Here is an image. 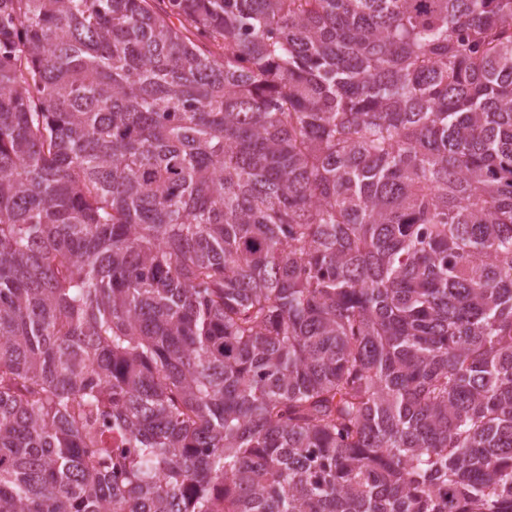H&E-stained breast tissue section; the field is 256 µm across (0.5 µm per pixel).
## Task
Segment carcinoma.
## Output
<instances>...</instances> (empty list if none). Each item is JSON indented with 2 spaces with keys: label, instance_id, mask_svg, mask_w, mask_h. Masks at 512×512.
Masks as SVG:
<instances>
[{
  "label": "carcinoma",
  "instance_id": "obj_1",
  "mask_svg": "<svg viewBox=\"0 0 512 512\" xmlns=\"http://www.w3.org/2000/svg\"><path fill=\"white\" fill-rule=\"evenodd\" d=\"M0 512H512V0H0Z\"/></svg>",
  "mask_w": 512,
  "mask_h": 512
}]
</instances>
